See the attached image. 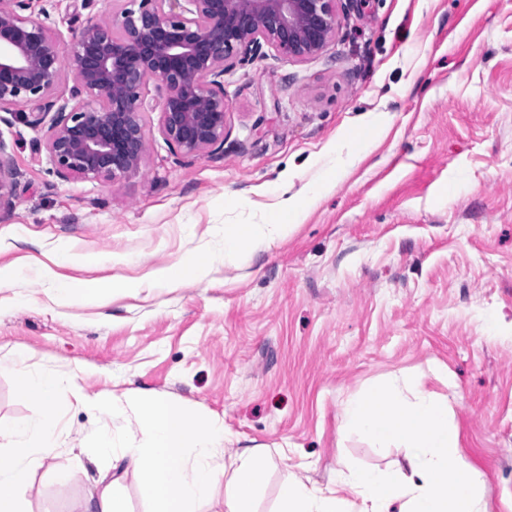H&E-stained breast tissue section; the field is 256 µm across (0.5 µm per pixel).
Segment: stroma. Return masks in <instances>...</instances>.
<instances>
[{"mask_svg":"<svg viewBox=\"0 0 512 512\" xmlns=\"http://www.w3.org/2000/svg\"><path fill=\"white\" fill-rule=\"evenodd\" d=\"M121 0H36L40 21L106 19ZM224 147L174 153L148 113L139 172L61 181L42 129L7 115L14 172L0 205V360L27 351L61 379L60 456L30 477L29 512H71L94 492L107 419L83 399L169 398L224 422V458L262 448L257 512H275L291 479L324 488L338 470L393 468L342 426L351 395L390 380L447 396L459 431L452 464L485 480V512H512V0H366L341 17L319 56L275 54L224 77ZM327 177L325 196L271 248L224 258V227L266 224L279 202ZM137 288L55 297L19 275ZM193 260L209 273L147 288ZM40 404L0 372V425ZM78 475L60 485L62 455Z\"/></svg>","mask_w":512,"mask_h":512,"instance_id":"stroma-1","label":"stroma"}]
</instances>
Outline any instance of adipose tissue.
Returning <instances> with one entry per match:
<instances>
[{
	"mask_svg": "<svg viewBox=\"0 0 512 512\" xmlns=\"http://www.w3.org/2000/svg\"><path fill=\"white\" fill-rule=\"evenodd\" d=\"M318 195L314 189L303 197H281L275 223L225 226V259H240L288 237L296 217ZM12 372L18 385L42 405L38 416L28 422L0 427V448L9 453L8 462L0 464V512H25L32 472L58 448L60 381L50 372H31L20 359ZM89 405L114 420L127 409L137 410L145 442L119 448L113 431H104L99 449L109 464L99 474L96 494L77 503L75 512H128L118 487L131 473L138 476L151 512H188L190 504L208 499L225 482L230 485L225 512H257L266 457L261 449H244L236 455L233 471H225L217 461L225 441L223 423L144 391L122 403L93 399ZM342 415L346 428L370 439L374 447L406 448L405 466L394 470L350 466L337 472L334 487L325 491L300 481L287 482L280 490L278 512H348L346 505L352 499L359 503L357 512H485L481 473L467 464H448L458 451L459 432L446 397L394 384L348 398Z\"/></svg>",
	"mask_w": 512,
	"mask_h": 512,
	"instance_id": "1",
	"label": "adipose tissue"
}]
</instances>
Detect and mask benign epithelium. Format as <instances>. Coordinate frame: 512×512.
Returning a JSON list of instances; mask_svg holds the SVG:
<instances>
[{"instance_id": "obj_1", "label": "benign epithelium", "mask_w": 512, "mask_h": 512, "mask_svg": "<svg viewBox=\"0 0 512 512\" xmlns=\"http://www.w3.org/2000/svg\"><path fill=\"white\" fill-rule=\"evenodd\" d=\"M126 7L71 31L65 84L60 34L27 15L33 0H0V112L47 125L51 173L111 181L138 172L146 145L143 88L163 91L159 128L184 156L224 148V76L265 55L321 54L353 0H124ZM14 173L0 158V201Z\"/></svg>"}]
</instances>
